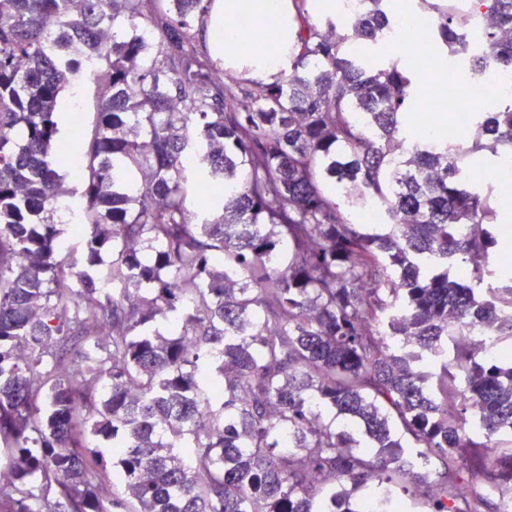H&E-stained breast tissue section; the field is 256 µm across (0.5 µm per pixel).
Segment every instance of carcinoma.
Wrapping results in <instances>:
<instances>
[{
  "mask_svg": "<svg viewBox=\"0 0 512 512\" xmlns=\"http://www.w3.org/2000/svg\"><path fill=\"white\" fill-rule=\"evenodd\" d=\"M170 2L0 0V512H107L103 483L112 512H500L473 478L512 490V366L460 336L512 340L490 268L512 197L473 178L512 157V99L475 109L463 153L428 146L420 69L371 48L388 0L257 26L288 49L272 84L224 82L192 35L212 0ZM472 7L480 39L443 3L437 39L484 77L512 65V0ZM76 81L98 106L70 190Z\"/></svg>",
  "mask_w": 512,
  "mask_h": 512,
  "instance_id": "obj_1",
  "label": "carcinoma"
}]
</instances>
